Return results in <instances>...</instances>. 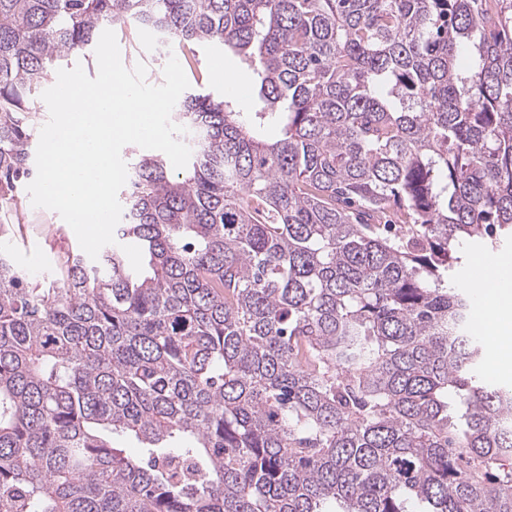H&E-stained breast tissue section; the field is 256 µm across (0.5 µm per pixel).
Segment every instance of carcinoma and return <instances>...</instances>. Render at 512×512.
<instances>
[{
  "label": "carcinoma",
  "mask_w": 512,
  "mask_h": 512,
  "mask_svg": "<svg viewBox=\"0 0 512 512\" xmlns=\"http://www.w3.org/2000/svg\"><path fill=\"white\" fill-rule=\"evenodd\" d=\"M110 23L232 50L258 106L188 93L186 168L131 163L145 275L0 254V512H512V388L448 286L512 236V0H0L8 210ZM95 62H96V57L93 60L92 64L89 61V65H88V63L82 57H72V58H70L68 60L65 59L64 61L61 62V64L59 66H57L51 72V76L49 78V81L40 89V91L38 92V94L34 98L32 104H31L32 111H35V112L39 113V116L36 115V124H35V126H36L35 136H34V153L35 154H36V148H37L38 141H39V131H40V128H41V126L43 124L46 123V121L49 118L48 108H47L46 104L44 103V101L41 99L42 92L44 90H46L47 88L51 87L52 85H54V83L56 82V77H57L56 73H57L58 69H61V68L62 69H71V68H73L78 63H80L82 65V67H83L84 71L86 72V74L90 78H92V71L94 69Z\"/></svg>",
  "instance_id": "cac0c4a2"
}]
</instances>
